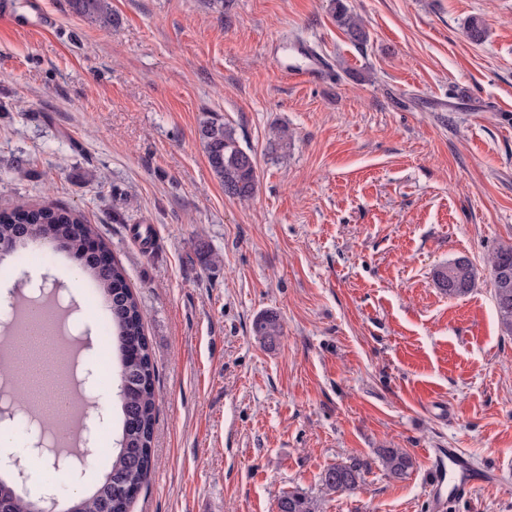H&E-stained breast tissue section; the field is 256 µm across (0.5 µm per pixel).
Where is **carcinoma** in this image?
Segmentation results:
<instances>
[{"label":"carcinoma","mask_w":512,"mask_h":512,"mask_svg":"<svg viewBox=\"0 0 512 512\" xmlns=\"http://www.w3.org/2000/svg\"><path fill=\"white\" fill-rule=\"evenodd\" d=\"M71 11L101 27L112 25L110 0H69ZM331 10L340 26L356 43L367 41L363 21L350 13L342 0H332ZM199 138L208 165L224 187V193L240 201L253 197L257 189V165L252 150L243 147L236 129L217 112H205L199 120ZM21 224L34 226L38 240L76 258L92 234L81 215L59 206L16 204L10 211H0V240L15 238ZM493 298L502 330L512 335V245L501 246L489 258ZM97 285L109 308L108 333L116 357L117 378H125L129 389L120 400L119 436L116 448L104 466L102 480L89 493L81 495L80 512H100L105 499L112 500V512H129L132 498L122 495L128 486L142 487L152 470L151 442L156 412L155 369L144 334L143 314L129 287L122 265L113 261L101 264L89 261L80 267ZM478 271L465 259H458L438 269V288L450 297L465 295L475 286ZM254 336L265 346L272 347L283 333L279 315L265 311L252 324ZM380 465L387 475L402 480L414 466L412 456L402 448H380ZM364 463L353 459L324 471L322 485L336 494L357 489L362 481ZM10 498L9 512H32V499L25 492L11 487L4 493ZM279 512H320L316 499L301 490L282 495L277 502Z\"/></svg>","instance_id":"cac0c4a2"}]
</instances>
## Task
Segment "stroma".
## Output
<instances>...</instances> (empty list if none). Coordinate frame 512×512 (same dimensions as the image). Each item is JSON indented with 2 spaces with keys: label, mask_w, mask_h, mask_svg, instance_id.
Returning a JSON list of instances; mask_svg holds the SVG:
<instances>
[{
  "label": "stroma",
  "mask_w": 512,
  "mask_h": 512,
  "mask_svg": "<svg viewBox=\"0 0 512 512\" xmlns=\"http://www.w3.org/2000/svg\"><path fill=\"white\" fill-rule=\"evenodd\" d=\"M110 2L108 28L68 0H11L0 20V210L81 212L138 297L158 413L131 512H277L296 489L322 512H435V448L507 478L442 512H512V335L487 270L512 244V0H343L363 44L329 0ZM307 46L323 81L288 75ZM206 112L255 154L252 200L210 170ZM40 253L99 339L92 282ZM458 257L478 278L451 297L434 272ZM266 310L272 348L252 333ZM380 448L410 453L405 479ZM352 458L360 488L326 491ZM331 10L338 26H340L356 43H364L367 41L368 34L361 18L350 13L342 0H333ZM254 336L267 347H273L283 333L279 315L274 311H265L255 318L252 324Z\"/></svg>",
  "instance_id": "35a3bbf8"
}]
</instances>
